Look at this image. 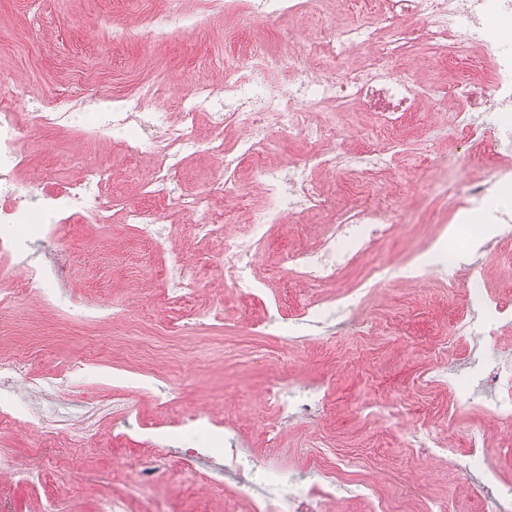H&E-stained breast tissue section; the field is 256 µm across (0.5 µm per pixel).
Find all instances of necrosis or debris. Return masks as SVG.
Segmentation results:
<instances>
[{
  "instance_id": "obj_1",
  "label": "necrosis or debris",
  "mask_w": 512,
  "mask_h": 512,
  "mask_svg": "<svg viewBox=\"0 0 512 512\" xmlns=\"http://www.w3.org/2000/svg\"><path fill=\"white\" fill-rule=\"evenodd\" d=\"M364 20L343 27H327L313 41L302 44L300 66L289 71L287 89L269 88L245 76L237 64H225L224 87L215 89L204 82L192 84L182 96L178 121L160 107L163 91L156 86L139 92L101 99L95 123L85 131L86 138L110 135L123 149L138 155L144 135L154 144L153 165L143 185L146 205L125 209L122 218L142 240L161 246L169 242L171 229L165 222L170 207L196 218L194 233L202 239L219 238L221 259L215 269L224 284V298H259L265 288L254 273L256 254L273 224L285 213L298 217L321 216L324 224L317 249L292 252L288 263L298 278L318 285L340 282L361 257L372 252L377 242L391 236V197L375 189L376 180L391 164V154L379 143L360 153L335 151L333 122L311 123V112L334 106L337 111L355 108L374 114L384 133H393L406 113L415 111L424 99L441 94L438 87L420 82L408 74L406 61L420 46H431L445 59L468 64L466 75L456 79L451 122L472 129L479 113L496 115L495 145L512 144V41L492 40L485 33L484 21L496 17L502 28L512 30V0H370ZM207 115L215 131L210 139L198 132L200 115ZM301 129L307 138L323 145L315 155L320 168L353 172L361 186L365 205L337 210L322 185L310 177L307 165L286 170L268 166L267 131L271 125ZM231 127L238 136L225 144L222 131ZM25 139L11 101L0 100V312L19 300L38 299L51 307L57 302L46 281L66 280L62 258L53 251L64 225L81 220L92 224L112 221V195L105 170L87 169L63 188L47 191L40 181L25 178ZM208 151L224 158V181L211 184L206 193L184 191L175 180L182 162ZM248 165L256 185L266 197L264 208L247 214L249 236L234 233L224 223V213L216 200L226 198V179L240 165ZM512 185V169L496 171L490 183L470 182L463 188L465 209L473 221L466 227L469 239L482 243L488 238V225L499 234L512 233V215L497 206L492 189ZM19 224L42 227L44 259L34 260L32 241L19 236ZM25 262L22 273L8 268V260ZM455 257L432 260L425 249H417L399 269L371 268L366 278L380 283L392 274L418 281L432 271L456 269ZM169 305L188 302L199 281L197 265L173 255L166 266ZM472 290L469 319L459 329L480 339L494 336L497 327L512 322V311L500 304L484 285L480 265L465 271ZM31 355L26 351L0 357V390L22 395L23 400L9 409H0V423L26 421L43 424L47 408L46 392H64L63 382L50 383L32 378ZM464 389L496 393L512 388V359H491L474 355L468 364L450 375ZM267 400L276 405L278 419L267 423L268 441H276L288 421L321 417L326 410L327 391L321 385H308L290 392L279 379H272L265 390ZM140 443L150 452L141 456L135 470L118 468L112 472V485L99 495L97 512H144L133 486L154 483L158 474L174 467L197 470L203 483L218 484L238 472L239 434L233 424L224 426V446L173 450V435L140 429ZM336 502V479L331 470L320 471L317 480L283 486L279 473L267 476V488L249 498L248 512H330Z\"/></svg>"
}]
</instances>
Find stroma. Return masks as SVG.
Instances as JSON below:
<instances>
[{"label": "stroma", "mask_w": 512, "mask_h": 512, "mask_svg": "<svg viewBox=\"0 0 512 512\" xmlns=\"http://www.w3.org/2000/svg\"><path fill=\"white\" fill-rule=\"evenodd\" d=\"M184 8L199 14L201 25L186 29L174 24L169 35L155 38L148 29L167 12V0H0V96L13 98L22 118L46 102L77 115L67 127L27 128L29 172L59 163L66 178L86 167L117 174L111 223L77 222L60 233L59 248L71 277L61 305L48 308L28 299L0 315L6 329L0 349L31 351L35 376L63 375L70 357L91 341L112 348L115 357L86 365L55 421L40 428L0 426V449L25 463L39 454L49 435L76 432L68 452L48 469L51 486L64 491L55 512H94L93 491L108 487L113 466H134L142 454L134 436L112 443L115 390H122L127 411L138 421L165 431L167 412L154 406L142 389L143 381H164L184 407L239 424L246 438L239 456L253 494H260L266 471L280 472L287 482L312 481L321 462L340 472L336 512H369L372 502L363 495L367 489L399 503L404 512H425L435 497L447 499L449 512H488V502L473 491L476 474L437 457L413 455L404 448L402 435L419 424L460 456L467 452L471 432L512 436V425L494 417L488 403L433 379L442 356L449 368L460 369L474 348L490 357L512 353V325L482 343L458 335L455 323L471 307L462 279L452 285L447 275L434 272L420 282L395 278L368 288L363 278L372 267L402 262L442 226L456 223L461 212L456 184L484 182L495 168L512 167V147L488 156L490 125L467 132L449 123L447 113L425 105L401 128L390 182L380 188L397 195L392 216L396 232L347 271L338 289L351 291L352 301L337 309L335 318L305 329L300 341H276L258 333L268 301L295 315L323 293L297 281L286 261L290 251L318 243L319 227L289 220L271 229L257 256L266 300L235 304L223 323L200 321L183 335L170 334L159 255L142 254L133 229L122 221L125 208L143 202L141 184L152 164V146L144 144L142 158L135 161L109 141L85 140L82 130L94 117L91 101L157 84L166 88L170 105L194 81L223 86L219 61L226 46L251 42L282 57L279 69L256 73L266 84L281 87L292 65L288 40L304 42L323 21L344 26L362 18L358 0L334 15L324 11L321 0H308L303 13L277 19L243 13L228 20L209 0H185ZM118 24L137 26L140 38L113 40L112 28ZM269 141V161L282 166L306 162L315 150L299 131L279 126L270 128ZM451 154L458 156V164L454 171L441 172ZM177 178L185 190L206 192L211 183L223 180L224 159L208 153L188 157ZM167 216L173 225L172 250L205 272L197 302L182 310L189 317L198 304L223 300L220 281L211 277L219 255L215 244L195 238L192 217L174 207ZM446 247L459 265L482 263L488 290L512 304V234L487 251L461 237L448 239ZM75 304H115L124 314L113 325H80L66 316L67 307ZM352 318L366 321L369 333L349 326ZM273 376L287 383H326L331 414L293 424L280 443L265 442L261 428L275 412L265 403L263 389ZM393 404L420 414L414 420L389 418L382 408ZM195 483L193 472L182 469L163 475L152 493L169 498L174 512H203L207 502L192 493Z\"/></svg>", "instance_id": "stroma-1"}]
</instances>
